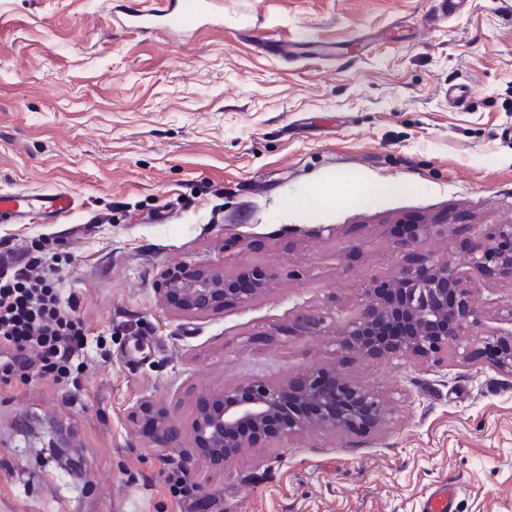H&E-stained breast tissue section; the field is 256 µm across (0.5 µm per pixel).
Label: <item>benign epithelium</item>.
I'll return each mask as SVG.
<instances>
[{
  "mask_svg": "<svg viewBox=\"0 0 512 512\" xmlns=\"http://www.w3.org/2000/svg\"><path fill=\"white\" fill-rule=\"evenodd\" d=\"M447 221L409 224L395 247L409 251L406 263L361 289L356 316L341 325L327 313L304 311L288 332L330 336L336 349L375 360L412 356L438 363L451 348L478 345L481 363L512 376V328H490L480 304V279L512 282V223L489 224L469 247L474 275H465L445 257L411 251L421 239L442 233ZM274 272L245 268L228 275L218 266L184 263L163 271L155 291L166 304L187 312H206L227 303L246 304L270 287ZM149 420L156 444L167 447L175 422L149 400L131 409ZM383 396L339 368L311 369L286 382L265 379L224 387L209 395L196 414V448L217 467L231 463L243 448L274 443L310 430L368 436L387 423Z\"/></svg>",
  "mask_w": 512,
  "mask_h": 512,
  "instance_id": "benign-epithelium-1",
  "label": "benign epithelium"
}]
</instances>
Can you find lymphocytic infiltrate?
<instances>
[{"mask_svg":"<svg viewBox=\"0 0 512 512\" xmlns=\"http://www.w3.org/2000/svg\"><path fill=\"white\" fill-rule=\"evenodd\" d=\"M64 257L45 246L0 256V384L33 375L69 377L90 342L61 287Z\"/></svg>","mask_w":512,"mask_h":512,"instance_id":"lymphocytic-infiltrate-1","label":"lymphocytic infiltrate"}]
</instances>
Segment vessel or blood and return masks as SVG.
Segmentation results:
<instances>
[{
    "label": "vessel or blood",
    "instance_id": "obj_1",
    "mask_svg": "<svg viewBox=\"0 0 512 512\" xmlns=\"http://www.w3.org/2000/svg\"><path fill=\"white\" fill-rule=\"evenodd\" d=\"M213 0H176L169 11L170 23L185 18H206L211 25H223L224 19L212 15ZM74 210L72 197L60 190L0 192V218L15 224H63ZM455 490L451 485L434 486L425 496L422 512H455Z\"/></svg>",
    "mask_w": 512,
    "mask_h": 512
}]
</instances>
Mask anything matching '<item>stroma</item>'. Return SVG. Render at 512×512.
<instances>
[{
	"mask_svg": "<svg viewBox=\"0 0 512 512\" xmlns=\"http://www.w3.org/2000/svg\"><path fill=\"white\" fill-rule=\"evenodd\" d=\"M130 0H0V191L70 192L65 224H1L0 249L69 252L64 294L90 339L68 383L0 384V512H512V377L464 351L438 364L342 358L287 329L353 317L394 273L407 223L449 216L421 253L467 272L480 225L512 222V0H216L223 27L139 35ZM273 38L336 48L286 61ZM466 98L449 104V86ZM402 184L363 201L361 187ZM192 262L275 271L250 303L188 314L154 282ZM342 365L392 413L370 437L331 431L212 466L194 447L202 395ZM179 430L155 448L130 411ZM188 473V490L169 470ZM130 413L137 419H150V435L160 448L167 447L175 431V422L165 409L157 407L149 400H142L132 407ZM454 502V488L449 484H438L426 494L422 512H455Z\"/></svg>",
	"mask_w": 512,
	"mask_h": 512,
	"instance_id": "1",
	"label": "stroma"
}]
</instances>
